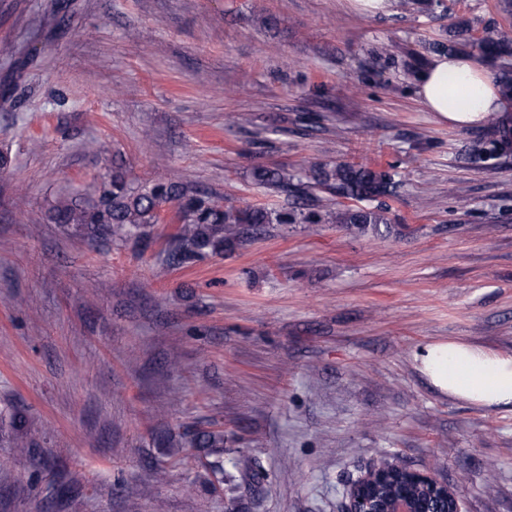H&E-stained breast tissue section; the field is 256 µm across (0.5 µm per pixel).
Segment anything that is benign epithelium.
<instances>
[{"mask_svg":"<svg viewBox=\"0 0 512 512\" xmlns=\"http://www.w3.org/2000/svg\"><path fill=\"white\" fill-rule=\"evenodd\" d=\"M394 465L373 464L346 492L342 512H460L458 491L435 475L406 469L410 481L427 489L424 496L393 482Z\"/></svg>","mask_w":512,"mask_h":512,"instance_id":"obj_1","label":"benign epithelium"}]
</instances>
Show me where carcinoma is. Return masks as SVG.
<instances>
[{
	"mask_svg": "<svg viewBox=\"0 0 512 512\" xmlns=\"http://www.w3.org/2000/svg\"><path fill=\"white\" fill-rule=\"evenodd\" d=\"M475 48L482 58L497 63L500 72L497 84L501 96L512 101V28H501L484 36H472L463 42L437 49L454 53L460 49ZM494 138L479 141L474 147V158L480 161L495 158L512 147V114L493 112L486 117ZM256 184L298 197H307L313 189H321L343 199L371 200L392 195L399 182L387 170L341 163L333 167L313 166L306 172L293 174L286 169L270 171L257 168L252 173ZM176 209L175 219L180 224L168 251L172 263L184 265L205 255H221L224 250L237 245L245 227L260 224H345L361 235L390 231V220L383 208L350 207L338 205L331 208L321 205L317 210L276 209L244 206H224L212 195L188 190L176 183L134 184L122 168L99 174L88 187V196L71 198L54 207V221L72 229V234L104 240L134 241L149 244L151 228L162 223L167 206ZM13 431V447L28 456L31 466L40 464L34 443L23 433L24 415L16 410L9 412ZM194 448L216 450L224 448V433L203 431L193 435L190 448L177 452L169 467L157 470L164 476L170 471H191L203 468L208 474L212 490L237 488L238 478L253 477V466L247 460L231 461L233 470L219 460L203 461L192 452Z\"/></svg>",
	"mask_w": 512,
	"mask_h": 512,
	"instance_id": "cac0c4a2",
	"label": "carcinoma"
}]
</instances>
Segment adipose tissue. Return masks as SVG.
Listing matches in <instances>:
<instances>
[{
  "label": "adipose tissue",
  "instance_id": "1",
  "mask_svg": "<svg viewBox=\"0 0 512 512\" xmlns=\"http://www.w3.org/2000/svg\"><path fill=\"white\" fill-rule=\"evenodd\" d=\"M418 96L430 112L472 125L503 104L495 79L474 59L444 55L422 72ZM413 358L420 371L449 397L486 408L512 407V354L460 341L428 343Z\"/></svg>",
  "mask_w": 512,
  "mask_h": 512
}]
</instances>
